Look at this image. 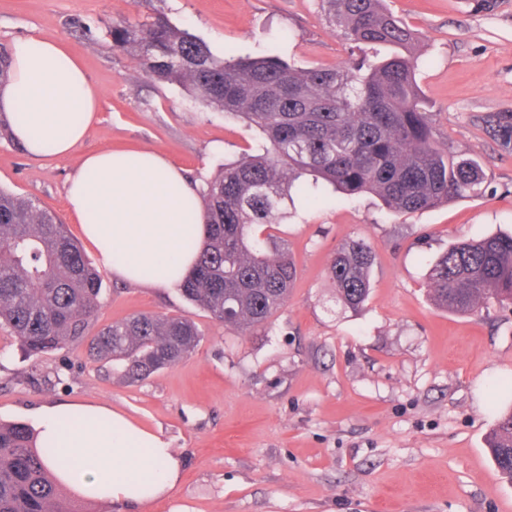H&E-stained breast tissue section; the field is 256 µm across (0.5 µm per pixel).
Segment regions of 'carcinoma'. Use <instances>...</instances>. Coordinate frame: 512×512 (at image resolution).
<instances>
[{"instance_id": "1", "label": "carcinoma", "mask_w": 512, "mask_h": 512, "mask_svg": "<svg viewBox=\"0 0 512 512\" xmlns=\"http://www.w3.org/2000/svg\"><path fill=\"white\" fill-rule=\"evenodd\" d=\"M331 22L361 57L346 66L298 67L276 55H215L158 11L141 24H112V45L158 83H176L244 120L269 142L262 154L224 164L202 193L206 236L179 285L183 297L220 324L264 325L296 279L286 244L254 227L288 213L304 175L348 196L372 193L393 215L422 212L479 194L481 163L440 149L420 105L411 29L383 0H325ZM392 49L369 59L368 50ZM375 260L363 239L336 250L329 275L337 298L359 308ZM438 305L469 313L480 301L512 302V235L451 245L432 264ZM102 292L99 271L66 226L30 197L0 189V324L38 358L84 340ZM200 342L186 316L139 314L102 328L89 343L95 361L117 362L143 380L191 355ZM490 455L512 481V411L493 430ZM0 512H77L37 449L33 430L0 423Z\"/></svg>"}]
</instances>
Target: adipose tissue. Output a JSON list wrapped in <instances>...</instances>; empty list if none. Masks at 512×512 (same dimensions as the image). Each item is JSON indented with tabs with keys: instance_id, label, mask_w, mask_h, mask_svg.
Instances as JSON below:
<instances>
[{
	"instance_id": "obj_1",
	"label": "adipose tissue",
	"mask_w": 512,
	"mask_h": 512,
	"mask_svg": "<svg viewBox=\"0 0 512 512\" xmlns=\"http://www.w3.org/2000/svg\"><path fill=\"white\" fill-rule=\"evenodd\" d=\"M0 114L33 158L70 155L97 120L100 93L65 46L37 34L10 47ZM71 215L103 268L127 282L170 287L193 269L189 241L205 237L199 194L177 168L147 149L84 156L67 187ZM38 447L58 480L76 492L147 512L172 493L180 463L158 433L102 404L73 402L37 414Z\"/></svg>"
}]
</instances>
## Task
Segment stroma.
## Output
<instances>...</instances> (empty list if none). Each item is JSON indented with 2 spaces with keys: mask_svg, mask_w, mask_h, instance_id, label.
Segmentation results:
<instances>
[{
  "mask_svg": "<svg viewBox=\"0 0 512 512\" xmlns=\"http://www.w3.org/2000/svg\"><path fill=\"white\" fill-rule=\"evenodd\" d=\"M415 32V79L439 148L477 157L479 196L390 215L371 195L295 190L287 217L259 226L284 241L295 286L262 327L212 320L177 288L103 272L97 332L129 316L186 315L203 338L188 358L131 382L85 345L24 358L0 327V422L43 405L91 401L160 433L181 465L173 496L149 512H512V484L488 440L512 409V304L460 314L434 304L429 269L464 238L512 233V0H387ZM165 13L218 56L266 53L299 67L341 66L351 44L323 0H0V45L37 32L64 41L101 92L76 154L34 159L0 141V188L35 198L80 236L65 196L82 155L146 148L197 190L263 139L178 84L156 83L113 49V23ZM364 239L376 254L358 310L328 267Z\"/></svg>",
  "mask_w": 512,
  "mask_h": 512,
  "instance_id": "35a3bbf8",
  "label": "stroma"
}]
</instances>
